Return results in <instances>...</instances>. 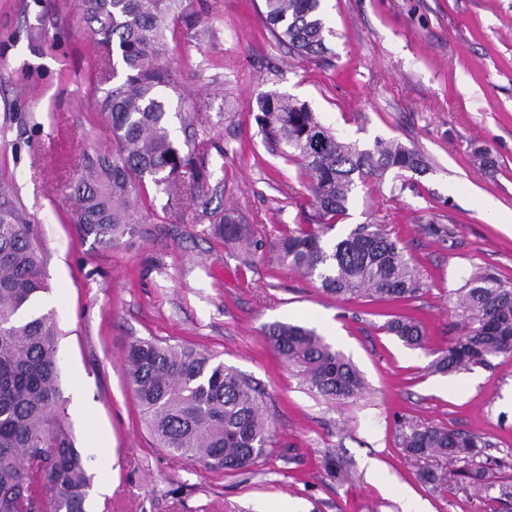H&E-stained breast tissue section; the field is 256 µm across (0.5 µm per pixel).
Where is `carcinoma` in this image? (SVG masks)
Returning a JSON list of instances; mask_svg holds the SVG:
<instances>
[{
    "label": "carcinoma",
    "instance_id": "obj_1",
    "mask_svg": "<svg viewBox=\"0 0 512 512\" xmlns=\"http://www.w3.org/2000/svg\"><path fill=\"white\" fill-rule=\"evenodd\" d=\"M185 0H82L88 28L116 82L100 106L112 149L86 155L69 188L80 234L105 248L137 232L135 214L145 205L147 184L208 213L210 173L196 148H180L171 134L168 90H176L165 57L168 41L202 33ZM265 22L279 44L303 60L330 51L333 29L321 0H264ZM123 77L117 78L118 71ZM260 131L269 148L296 162L306 178L312 223L298 224L268 243L270 257L320 281L329 297L368 296L408 303L420 296V273L385 224H357L330 242L323 237L346 214L360 185L381 184L390 173L427 170L420 152L394 140L375 139L360 149L325 127L309 106L266 92L257 99ZM210 228L232 253L258 248L256 228L237 209L215 217ZM43 261L33 228L0 186V512H87L92 488L83 453L76 448L61 397L59 334L49 313H35L46 292ZM458 304L469 324L433 362L454 374L484 367L512 353V286L485 271L460 289ZM411 349L424 345L413 316L387 323ZM268 343L298 369L310 389L332 400L359 395L364 379L356 366L313 328L294 321L265 326ZM132 391L158 447L213 469L242 471L272 446L263 393L215 356L189 346L151 339L132 342L123 356ZM400 445L416 459L445 461L472 496H512L480 460L483 437L431 422H399Z\"/></svg>",
    "mask_w": 512,
    "mask_h": 512
}]
</instances>
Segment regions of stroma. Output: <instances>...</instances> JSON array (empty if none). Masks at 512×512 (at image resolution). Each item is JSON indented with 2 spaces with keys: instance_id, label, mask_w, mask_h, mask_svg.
<instances>
[{
  "instance_id": "1",
  "label": "stroma",
  "mask_w": 512,
  "mask_h": 512,
  "mask_svg": "<svg viewBox=\"0 0 512 512\" xmlns=\"http://www.w3.org/2000/svg\"><path fill=\"white\" fill-rule=\"evenodd\" d=\"M205 36L171 41L167 67L179 144L199 146L211 172L210 208L239 210L270 241L313 209L297 164L269 152L257 97L277 91L308 104L338 137L365 149L395 139L429 168L358 187L334 232L388 225L421 274L419 299L335 300L317 278L231 255L209 219L152 194L138 232L104 249L81 238L68 184L87 152L111 149L98 103L112 85L80 0H0V183L32 224L48 285L42 312L60 333L58 363L69 422L90 456L93 512H403L404 495L432 512H512L464 484L419 477L398 442L412 418L471 432L512 485V356L451 376L438 353L467 315L457 291L485 268L512 284V0H322L335 35L325 59L278 45L263 0H193ZM494 165H474V150ZM425 224L456 229L454 241ZM426 329L411 349L385 329L395 314ZM276 321L314 328L360 370L364 391L329 401L267 344ZM191 344L264 394L273 446L250 469L212 471L157 448L122 356L137 339ZM380 472L368 474L369 460Z\"/></svg>"
}]
</instances>
